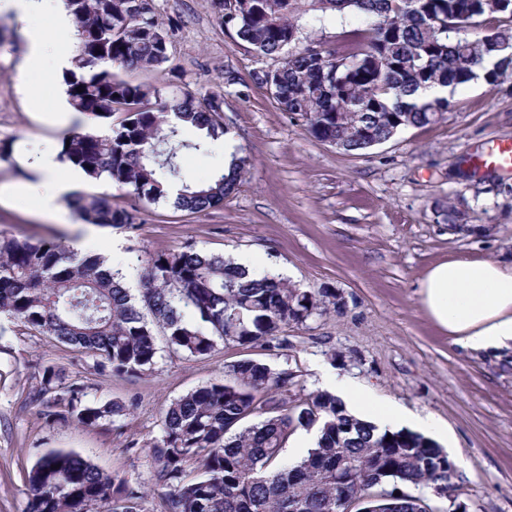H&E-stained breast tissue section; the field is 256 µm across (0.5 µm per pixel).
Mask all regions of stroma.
<instances>
[{
	"label": "stroma",
	"mask_w": 512,
	"mask_h": 512,
	"mask_svg": "<svg viewBox=\"0 0 512 512\" xmlns=\"http://www.w3.org/2000/svg\"><path fill=\"white\" fill-rule=\"evenodd\" d=\"M169 33L161 67L129 72L172 96L188 90L221 101L229 137L250 165L223 208L175 210L169 202H132L106 179L73 183L71 193H107L136 206V229L95 227V251L119 261L136 288L140 261L188 243L227 257L269 260L271 274L306 290H328L335 306L284 328V342L225 344L210 356L187 358L160 348L151 371L135 379L112 374L94 357L50 336H33L0 320V512H26L25 475L43 454L63 449L140 490L142 512H163L153 483L149 446L160 420L181 395L223 378L226 364L250 358L293 374L298 394L339 377L375 398L434 418V440L459 473L458 500L467 512H512V351L472 353L453 344L426 313L420 278L451 256L512 264V200L477 193L454 169L473 145L512 141V79L493 87L475 81L452 95L435 122L408 127L357 153L317 141L302 122L278 109L252 84L268 67L219 20L213 0H156ZM300 44L330 47L364 28L361 15L308 12L295 19ZM24 39L0 48V140L13 144L0 161V229L18 238L53 236L76 242L85 226L72 210L38 209L37 197L14 202L10 186L24 180L23 162L59 150V130L39 123L20 91ZM237 82L227 85L226 75ZM467 214L468 228L444 223L443 206ZM64 367L90 402L117 400L122 417L84 426L29 404L26 395L44 366Z\"/></svg>",
	"instance_id": "1"
}]
</instances>
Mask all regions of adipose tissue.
I'll return each mask as SVG.
<instances>
[{
  "mask_svg": "<svg viewBox=\"0 0 512 512\" xmlns=\"http://www.w3.org/2000/svg\"><path fill=\"white\" fill-rule=\"evenodd\" d=\"M45 13L51 16L49 29L33 26L32 18ZM1 14L12 15L22 26L26 46L21 71L27 82L52 78L71 68L74 26L64 0H0ZM78 177L77 171H64L56 155H47L33 165L31 178L13 185L12 194L23 201L38 187H45L41 207L56 213L60 195ZM418 288L428 314L458 346L473 351L512 348V268L489 259L454 256L434 265ZM329 391L353 415L378 428L408 425L432 433L439 429L433 418L378 402L346 382L330 385Z\"/></svg>",
  "mask_w": 512,
  "mask_h": 512,
  "instance_id": "adipose-tissue-1",
  "label": "adipose tissue"
}]
</instances>
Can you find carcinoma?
Masks as SVG:
<instances>
[{"label":"carcinoma","mask_w":512,"mask_h":512,"mask_svg":"<svg viewBox=\"0 0 512 512\" xmlns=\"http://www.w3.org/2000/svg\"><path fill=\"white\" fill-rule=\"evenodd\" d=\"M214 6L256 55L279 61L254 71L253 82L316 140L347 153L436 121L450 100L422 95L430 88L453 93L480 78L493 86L512 78V0H214ZM67 7L79 36L66 77L69 102L108 126L102 133L64 130L60 160L140 201L154 203L166 197L165 186L176 185L177 210L223 206L243 182L247 157L235 156L201 182L183 179L180 165L182 150L206 153L229 133L220 102H200L189 91L169 98L123 77L167 61L169 36L155 0H141L136 9L133 0H71ZM309 11H356L367 29L347 32L336 48L308 43L285 52L298 40L292 15ZM117 112L122 116L114 121ZM189 127L205 134L186 142L181 135ZM67 204L85 224H137L138 215L108 194H79ZM124 279L97 254L56 238L20 241L0 230V316L75 347L122 377L153 368L160 336L173 352L193 358L211 355L221 343H282V329L324 311L328 297L270 275L251 277L195 244L149 255L136 298ZM294 385L286 372L240 359L224 367V379L175 399L149 448L165 512H345L352 497L383 487L395 496L366 502L369 512H421L426 497L410 488L448 483V456L431 439L381 431L327 391L292 398ZM84 397V386L49 365L27 401L59 408L86 426L124 415L118 401ZM314 427V447L285 461L289 438ZM191 463L198 474L188 480ZM26 487V512H140V491L72 451L38 459Z\"/></svg>","instance_id":"carcinoma-1"}]
</instances>
